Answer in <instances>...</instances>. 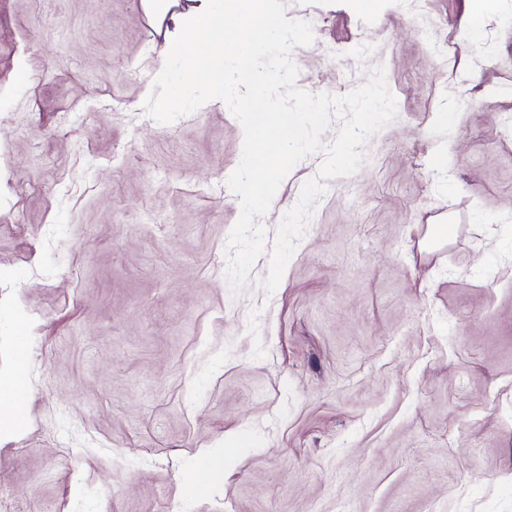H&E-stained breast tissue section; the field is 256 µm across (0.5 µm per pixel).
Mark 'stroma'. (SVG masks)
Here are the masks:
<instances>
[{"mask_svg":"<svg viewBox=\"0 0 512 512\" xmlns=\"http://www.w3.org/2000/svg\"><path fill=\"white\" fill-rule=\"evenodd\" d=\"M472 10L286 0L314 32L297 87L381 65L397 117L269 293L264 256L226 279L242 128L218 99L145 114L140 0H0V373L22 333L30 386L0 487L35 512H512V0Z\"/></svg>","mask_w":512,"mask_h":512,"instance_id":"stroma-1","label":"stroma"}]
</instances>
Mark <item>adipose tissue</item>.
Listing matches in <instances>:
<instances>
[{
    "label": "adipose tissue",
    "mask_w": 512,
    "mask_h": 512,
    "mask_svg": "<svg viewBox=\"0 0 512 512\" xmlns=\"http://www.w3.org/2000/svg\"><path fill=\"white\" fill-rule=\"evenodd\" d=\"M172 6L173 0H142L147 15L171 20L163 54L181 65L179 76L163 68L157 78L165 84L177 78L184 84L204 86L216 96L235 92L241 85L247 88L242 106L253 125L248 158L256 171L259 192L243 196L242 204L249 210L269 202L271 164L292 133L287 114L269 101L272 76L261 65L260 56L280 43L286 20L275 0H196L195 5L179 12ZM26 394V373L21 366H14L0 380V433L21 427Z\"/></svg>",
    "instance_id": "obj_1"
}]
</instances>
